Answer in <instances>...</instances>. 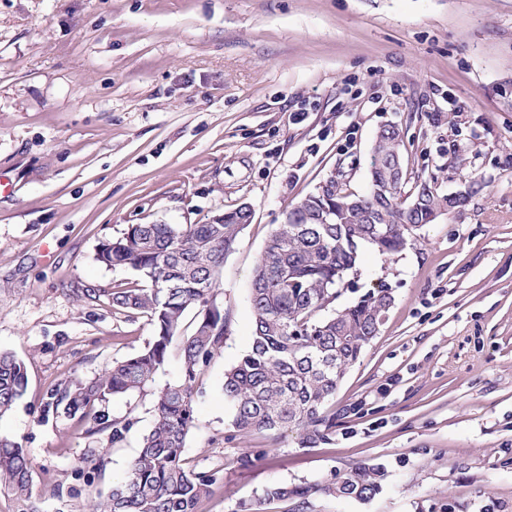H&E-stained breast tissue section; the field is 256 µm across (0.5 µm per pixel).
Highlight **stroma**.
<instances>
[{
  "mask_svg": "<svg viewBox=\"0 0 512 512\" xmlns=\"http://www.w3.org/2000/svg\"><path fill=\"white\" fill-rule=\"evenodd\" d=\"M389 125L408 178L468 202L350 273L336 307L381 286L394 304L330 403L333 435L304 448L294 432H236L224 374L252 343L269 236L328 178L366 193ZM0 181V351L28 375L0 435L31 455L44 512H81L127 470L154 391L181 373L170 357L144 393L101 405L138 419L119 448L46 412L52 390L152 336L145 316L70 289L135 280L96 259L127 225L203 224L244 203L252 221L220 272L224 353L183 450L224 468L201 512L361 463L385 466L382 493L313 512H512V0H0ZM91 452L106 460L96 477L75 470Z\"/></svg>",
  "mask_w": 512,
  "mask_h": 512,
  "instance_id": "35a3bbf8",
  "label": "stroma"
}]
</instances>
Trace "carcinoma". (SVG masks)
Masks as SVG:
<instances>
[{"label":"carcinoma","mask_w":512,"mask_h":512,"mask_svg":"<svg viewBox=\"0 0 512 512\" xmlns=\"http://www.w3.org/2000/svg\"><path fill=\"white\" fill-rule=\"evenodd\" d=\"M402 146L398 128L382 129L366 194L346 193L333 183L323 194L290 205L287 222L270 234L251 281V349L224 374V400L236 431H267L276 438L297 430L304 446L336 431V412L327 408L328 402L384 324L393 297L380 288L329 317L321 312L348 286L347 276L364 247L383 255L398 253L417 230L434 222V214L453 204L432 178L417 179L410 194L404 176L388 179ZM248 219L249 213L233 209L224 213L222 224H130L100 244L96 259L101 265L127 268L140 278L101 292L112 307L147 317L153 335L143 349L112 362L94 378L56 389V405L86 435L110 432L117 448L138 418L109 423L97 407L111 397L144 390L173 354L181 377L153 393V424L142 436L127 478L106 491L96 490L86 512H198L220 484V467L189 465L183 448L197 428L196 387L227 339L219 273ZM191 308L197 309L193 330L175 346ZM26 389L25 362L0 352V417ZM34 474L26 449L0 436V491L15 497L19 512H40ZM385 476L380 464H358L324 482L269 486L258 503L284 502L287 512H312L318 497L369 501L382 491Z\"/></svg>","instance_id":"carcinoma-1"}]
</instances>
